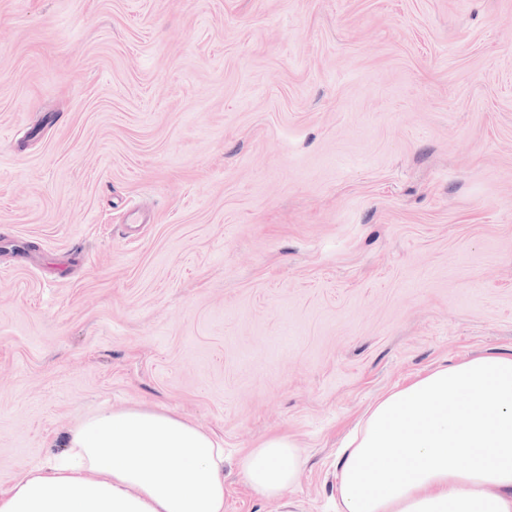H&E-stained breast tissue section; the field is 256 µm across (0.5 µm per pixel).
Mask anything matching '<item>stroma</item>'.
Masks as SVG:
<instances>
[{
	"mask_svg": "<svg viewBox=\"0 0 512 512\" xmlns=\"http://www.w3.org/2000/svg\"><path fill=\"white\" fill-rule=\"evenodd\" d=\"M512 355V0H0V489L97 410L292 435Z\"/></svg>",
	"mask_w": 512,
	"mask_h": 512,
	"instance_id": "35a3bbf8",
	"label": "stroma"
}]
</instances>
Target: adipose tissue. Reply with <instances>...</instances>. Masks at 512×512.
<instances>
[{
    "mask_svg": "<svg viewBox=\"0 0 512 512\" xmlns=\"http://www.w3.org/2000/svg\"><path fill=\"white\" fill-rule=\"evenodd\" d=\"M303 464L288 435L238 460L279 512H292L284 493ZM336 470L337 512H512V355L441 367L379 398ZM0 512H224V450L173 415L104 409L0 490Z\"/></svg>",
    "mask_w": 512,
    "mask_h": 512,
    "instance_id": "1",
    "label": "adipose tissue"
}]
</instances>
